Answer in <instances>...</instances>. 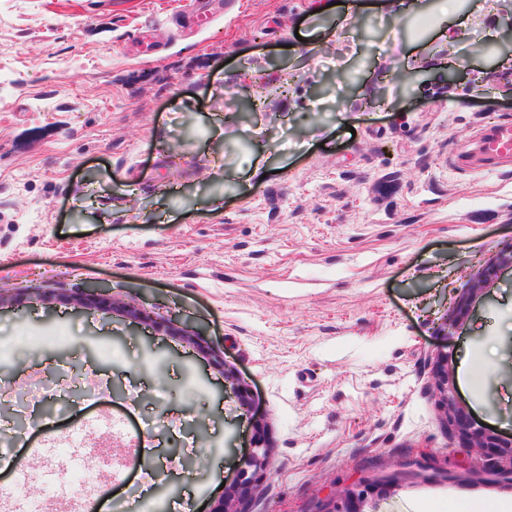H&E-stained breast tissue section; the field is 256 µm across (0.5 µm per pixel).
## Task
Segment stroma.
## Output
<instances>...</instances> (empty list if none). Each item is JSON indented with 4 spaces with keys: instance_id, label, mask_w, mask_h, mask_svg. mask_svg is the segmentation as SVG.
Returning a JSON list of instances; mask_svg holds the SVG:
<instances>
[{
    "instance_id": "35a3bbf8",
    "label": "stroma",
    "mask_w": 512,
    "mask_h": 512,
    "mask_svg": "<svg viewBox=\"0 0 512 512\" xmlns=\"http://www.w3.org/2000/svg\"><path fill=\"white\" fill-rule=\"evenodd\" d=\"M475 1L0 0V512H212L259 439L252 512L512 500L433 378L512 432V270L440 329L512 249V167L451 163L512 123V0ZM91 286L149 321L43 299ZM390 491L387 487L371 484L354 483L342 494L327 500L318 512H376L369 510L373 500L386 495Z\"/></svg>"
}]
</instances>
